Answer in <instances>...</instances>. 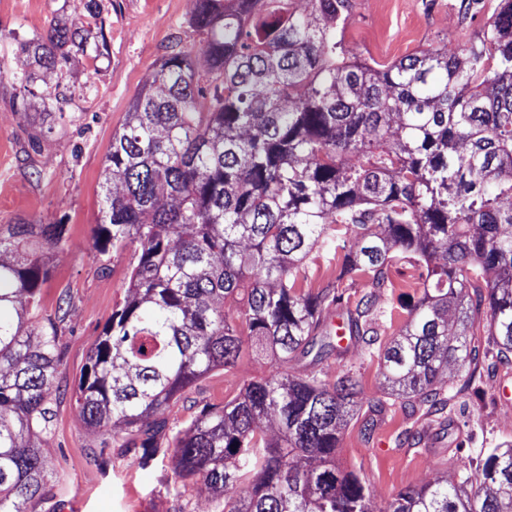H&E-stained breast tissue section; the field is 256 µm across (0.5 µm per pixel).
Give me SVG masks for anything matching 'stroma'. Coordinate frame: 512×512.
I'll use <instances>...</instances> for the list:
<instances>
[{
    "mask_svg": "<svg viewBox=\"0 0 512 512\" xmlns=\"http://www.w3.org/2000/svg\"><path fill=\"white\" fill-rule=\"evenodd\" d=\"M345 37L364 56L391 62L428 45L458 50L479 22L461 19V0H352ZM101 13L89 20L85 0H0V225L67 224L68 233L47 251L50 278L41 290L34 323L56 321L64 351L50 396L54 418L35 441L48 460L50 479L43 512H220L222 500L203 482L175 480L170 457L142 466L137 454L120 448L112 432L89 428L74 403L75 391L116 304L127 295L126 272L137 249L105 255L93 250L92 235L101 207L105 160L112 137L121 131L134 97L172 50L190 51L194 67L206 74L200 48L203 34L191 25L195 0H100ZM90 27V41L105 40L99 58L72 51L64 79L48 75L54 98L35 112H60L64 119L39 143L11 107L19 88L13 75L27 64L14 35L42 33L51 21ZM413 258L393 265V288L373 295L362 278L342 289L351 301L374 297L382 325L373 346L356 343L343 358L318 367L322 379L340 371L358 380L364 398L384 402L381 415L361 406L342 428L338 464L355 471L375 506L399 492L444 481H466L480 489L487 449L512 443V353L500 354L478 313L466 331L472 352L466 364L449 363L434 384V402L410 405L386 395L379 355L407 319L420 289L403 287ZM268 361L240 359L231 372L216 369L163 411L170 432L186 430L202 407L220 406L244 384L264 376Z\"/></svg>",
    "mask_w": 512,
    "mask_h": 512,
    "instance_id": "stroma-1",
    "label": "stroma"
}]
</instances>
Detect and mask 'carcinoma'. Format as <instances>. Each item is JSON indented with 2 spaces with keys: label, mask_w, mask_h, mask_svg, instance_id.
Segmentation results:
<instances>
[{
  "label": "carcinoma",
  "mask_w": 512,
  "mask_h": 512,
  "mask_svg": "<svg viewBox=\"0 0 512 512\" xmlns=\"http://www.w3.org/2000/svg\"><path fill=\"white\" fill-rule=\"evenodd\" d=\"M311 2L300 12L293 0H197L193 24L220 83L202 86L189 52L173 53L112 136L92 248L134 244L138 256L76 404L89 427L125 430L147 465L160 452L154 412L210 371L270 352L267 376L173 439L175 477L203 481L224 512H512V445L487 450L481 497L424 486L374 509L357 473L336 465L342 423L363 402L357 380L284 370L342 356L339 308L349 340L374 344L370 304L341 285L394 288L389 267L404 254L422 296L381 357L396 395L425 402L448 362L468 360L467 342L450 337L475 321L471 289L487 290L488 335L512 353V0H462L465 18L490 11L460 52L431 46L388 63L346 41L351 0ZM79 32L53 22L17 40L37 63L14 76L17 111L46 71L67 73V45L100 55ZM66 232L0 230V512H38L45 494L46 456L31 437L52 420L63 352L54 322L30 319L49 278L44 252ZM315 249L341 265L311 292L296 266ZM244 286L246 307L224 311Z\"/></svg>",
  "instance_id": "cac0c4a2"
}]
</instances>
